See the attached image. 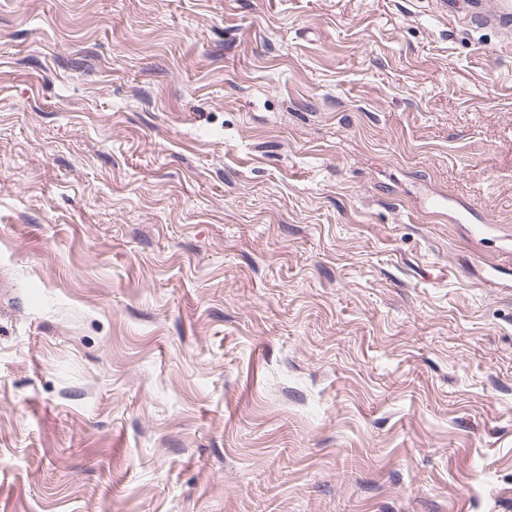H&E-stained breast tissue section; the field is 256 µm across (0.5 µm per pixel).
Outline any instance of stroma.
<instances>
[{"label":"stroma","instance_id":"35a3bbf8","mask_svg":"<svg viewBox=\"0 0 512 512\" xmlns=\"http://www.w3.org/2000/svg\"><path fill=\"white\" fill-rule=\"evenodd\" d=\"M437 3L0 0V512H512V46Z\"/></svg>","mask_w":512,"mask_h":512}]
</instances>
